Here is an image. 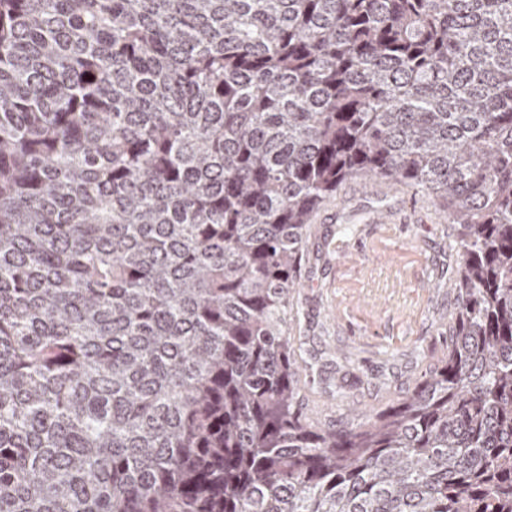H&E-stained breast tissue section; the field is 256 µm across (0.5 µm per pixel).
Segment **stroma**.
Instances as JSON below:
<instances>
[{
  "label": "stroma",
  "instance_id": "35a3bbf8",
  "mask_svg": "<svg viewBox=\"0 0 512 512\" xmlns=\"http://www.w3.org/2000/svg\"><path fill=\"white\" fill-rule=\"evenodd\" d=\"M460 260L456 225L419 187L356 176L324 202L286 326L309 424L384 410L443 364Z\"/></svg>",
  "mask_w": 512,
  "mask_h": 512
}]
</instances>
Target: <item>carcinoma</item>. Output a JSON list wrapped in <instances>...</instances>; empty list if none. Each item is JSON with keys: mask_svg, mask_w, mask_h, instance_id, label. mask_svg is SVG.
I'll use <instances>...</instances> for the list:
<instances>
[{"mask_svg": "<svg viewBox=\"0 0 512 512\" xmlns=\"http://www.w3.org/2000/svg\"><path fill=\"white\" fill-rule=\"evenodd\" d=\"M358 174L458 226L454 334L314 430L284 325ZM0 512H512V0H0Z\"/></svg>", "mask_w": 512, "mask_h": 512, "instance_id": "1", "label": "carcinoma"}]
</instances>
